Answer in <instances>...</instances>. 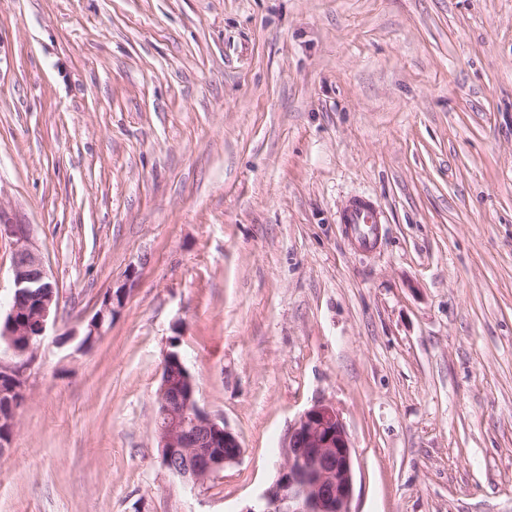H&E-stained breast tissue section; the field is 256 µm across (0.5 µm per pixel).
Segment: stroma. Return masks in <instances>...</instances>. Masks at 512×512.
<instances>
[{"instance_id": "stroma-1", "label": "stroma", "mask_w": 512, "mask_h": 512, "mask_svg": "<svg viewBox=\"0 0 512 512\" xmlns=\"http://www.w3.org/2000/svg\"><path fill=\"white\" fill-rule=\"evenodd\" d=\"M0 205L60 300L0 512H242L320 401L354 512H512V0H0ZM173 348L243 447L194 490ZM340 221L343 224H350L353 233L364 243H370L376 239L377 224H381L375 203L363 197L349 200L341 213ZM126 285L127 284L124 283L116 289L112 287L103 295L99 309L96 310L86 327L88 331L92 332L91 336H93V338L91 339V343L97 336L104 334L103 326L106 319H109L112 323L124 308L130 289L127 288ZM90 344L82 343L81 345L85 346Z\"/></svg>"}]
</instances>
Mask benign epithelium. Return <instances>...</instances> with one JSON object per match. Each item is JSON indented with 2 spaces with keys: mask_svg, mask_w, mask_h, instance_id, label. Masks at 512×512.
<instances>
[{
  "mask_svg": "<svg viewBox=\"0 0 512 512\" xmlns=\"http://www.w3.org/2000/svg\"><path fill=\"white\" fill-rule=\"evenodd\" d=\"M13 241V301L0 335L18 362L0 360V399L9 410L0 422L16 426L15 403L27 397L26 366L42 344L49 325L57 321L58 286L48 273L33 241L31 225L0 206V238ZM129 288L122 284L102 297L87 324L92 336L104 334L106 320L124 308ZM171 352L161 369L156 433L163 467L186 486L204 485L224 467L238 462L239 437L222 421L202 410L190 378L171 373ZM274 482L242 512H352L353 446L336 408L318 402L288 429Z\"/></svg>",
  "mask_w": 512,
  "mask_h": 512,
  "instance_id": "obj_1",
  "label": "benign epithelium"
}]
</instances>
